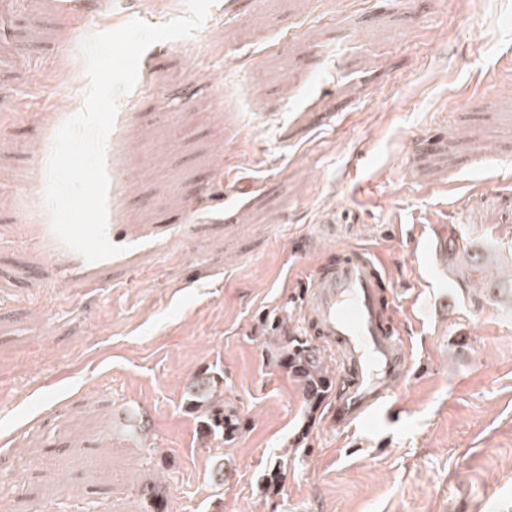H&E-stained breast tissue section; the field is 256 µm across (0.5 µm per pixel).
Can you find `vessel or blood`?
<instances>
[{
	"mask_svg": "<svg viewBox=\"0 0 512 512\" xmlns=\"http://www.w3.org/2000/svg\"><path fill=\"white\" fill-rule=\"evenodd\" d=\"M386 286L381 265L357 247L338 249L305 285L304 322L338 360L336 426L353 427L379 412L409 374L407 349L383 313Z\"/></svg>",
	"mask_w": 512,
	"mask_h": 512,
	"instance_id": "obj_1",
	"label": "vessel or blood"
}]
</instances>
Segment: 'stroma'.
<instances>
[{
    "label": "stroma",
    "instance_id": "35a3bbf8",
    "mask_svg": "<svg viewBox=\"0 0 512 512\" xmlns=\"http://www.w3.org/2000/svg\"><path fill=\"white\" fill-rule=\"evenodd\" d=\"M154 3L0 0V512H143L156 486L168 512H512V0H216L116 97L125 251L90 263L31 201L82 41L187 12ZM329 213L355 221L331 236ZM350 245L382 264L412 369L342 430L335 390L269 349L337 377L301 285ZM202 374L232 434L189 407ZM279 356L283 357L281 364L286 368H289L290 364L293 365L290 369L307 391L319 394L331 385L329 375L303 346L297 345L291 353H281Z\"/></svg>",
    "mask_w": 512,
    "mask_h": 512
}]
</instances>
